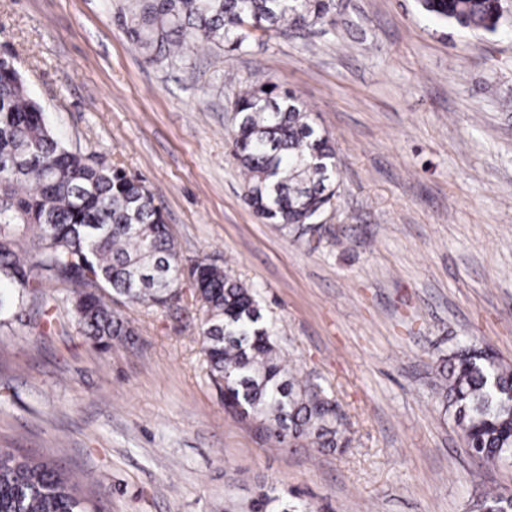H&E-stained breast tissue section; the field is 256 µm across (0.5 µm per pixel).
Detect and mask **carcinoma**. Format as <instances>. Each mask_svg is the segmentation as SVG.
<instances>
[{
    "mask_svg": "<svg viewBox=\"0 0 512 512\" xmlns=\"http://www.w3.org/2000/svg\"><path fill=\"white\" fill-rule=\"evenodd\" d=\"M429 16L495 33L502 0H419ZM329 0H136L130 34L150 57H177L220 42L241 49L253 32L287 33L324 22ZM239 115L233 155L246 183L245 201L261 220L301 235L321 215L335 185L336 152L291 92L250 86L235 99ZM94 288H82L86 274ZM191 280L206 313L203 352L210 378L224 387V406L253 422L267 440L304 439L344 448L335 400L288 367L256 292L212 263L183 262L161 210L144 181L99 166L64 146L48 125L13 63L0 57V325L30 306L36 325L52 329L59 299L94 348L130 336L129 322L107 301L164 307ZM445 410L454 413L467 450L488 463L512 456V365L489 349L463 344L436 366ZM474 512H508L505 496L489 493ZM0 512H87L57 465L0 454ZM224 512H313L299 492L262 486Z\"/></svg>",
    "mask_w": 512,
    "mask_h": 512,
    "instance_id": "cac0c4a2",
    "label": "carcinoma"
}]
</instances>
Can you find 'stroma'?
Listing matches in <instances>:
<instances>
[{"mask_svg": "<svg viewBox=\"0 0 512 512\" xmlns=\"http://www.w3.org/2000/svg\"><path fill=\"white\" fill-rule=\"evenodd\" d=\"M131 0H0V47L64 145L141 178L187 259L259 294L289 365L335 398L349 447L281 446L226 412L204 316L114 298L135 329L92 348L72 311L0 326V451L65 468L98 512H224V493L304 492L333 512H471L512 467L466 453L434 390L461 343L512 363V0L502 28L417 0H332L324 24L144 56ZM293 90L336 148L311 238L257 219L229 134L240 86Z\"/></svg>", "mask_w": 512, "mask_h": 512, "instance_id": "obj_1", "label": "stroma"}]
</instances>
